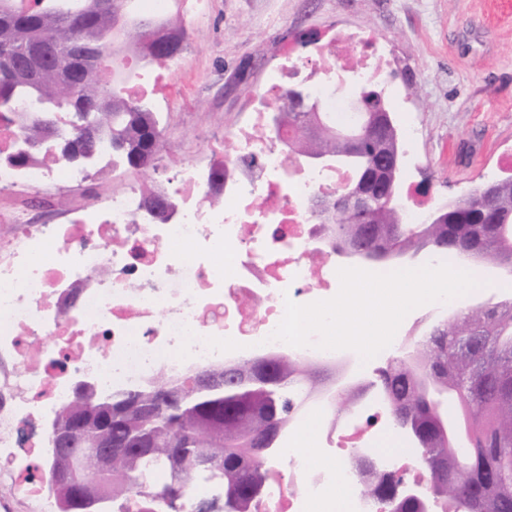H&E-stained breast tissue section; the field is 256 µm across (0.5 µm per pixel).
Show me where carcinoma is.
<instances>
[{"mask_svg": "<svg viewBox=\"0 0 512 512\" xmlns=\"http://www.w3.org/2000/svg\"><path fill=\"white\" fill-rule=\"evenodd\" d=\"M19 2L0 0V98L12 112L27 109L26 121L16 125L18 139L42 140L39 152L71 162L80 147L72 117L83 111L84 102L96 100L112 105L85 113L97 128L99 149L134 170L158 160L165 147L158 113L146 98L127 95L123 82L106 84L98 78L99 69L114 59L113 20L125 0H112L110 15L88 12L92 0H34L28 15ZM64 13L84 15L88 22L79 32L62 28L53 41H45L50 19ZM157 26L187 36L179 15ZM78 34L92 46H104L93 68L69 53ZM124 36L134 57L151 65L174 63L173 55L148 56L147 30L139 25L125 29ZM70 82L77 85L72 98L61 92ZM293 150L299 158L326 153L356 176L363 167V159L345 156L344 143L323 133L295 132ZM497 184L483 207L463 200L448 203L446 224H409L400 199L375 202L370 211L374 224L361 246L412 258L423 251L441 252L437 241L448 237L472 250L465 254L450 247L448 254L512 277V177ZM362 230L357 217L343 214L336 239L355 240ZM238 370L251 372V378L229 377L222 385L201 388L192 375L161 374L142 385L99 394L90 404L75 397L64 404L65 423L78 422L77 438L63 447L49 440L48 473L69 469L102 436L112 441V460L109 474L97 478L95 497L78 504L68 493H56L60 512H116L115 503L124 500L153 512H182L189 486L197 483L217 488L220 495L197 503L194 512H251L266 474L264 458L252 457V441L285 430L294 396L316 393L324 373L297 358L264 364L246 360ZM376 383L389 401L396 428L420 448L430 499L452 503L454 512H512L511 298L475 303L435 322L379 370ZM163 389L177 391V398L163 400ZM441 394L457 400L458 414L444 412L437 399ZM332 398L338 413L355 406L351 392L339 389ZM199 448L209 449L212 465L197 466ZM446 472L455 476L457 491H448ZM359 488L385 500L390 512H422L419 497L385 479L361 474Z\"/></svg>", "mask_w": 512, "mask_h": 512, "instance_id": "cac0c4a2", "label": "carcinoma"}]
</instances>
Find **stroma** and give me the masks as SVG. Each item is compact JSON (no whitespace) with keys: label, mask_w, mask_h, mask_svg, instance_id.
<instances>
[{"label":"stroma","mask_w":512,"mask_h":512,"mask_svg":"<svg viewBox=\"0 0 512 512\" xmlns=\"http://www.w3.org/2000/svg\"><path fill=\"white\" fill-rule=\"evenodd\" d=\"M188 37L149 99L166 151L148 174L90 176L86 201L141 178L174 180L170 157H198L225 139L258 102L284 49L306 59L311 39L373 29L391 58L379 78L402 141V193L437 208L475 185L512 175V0H207L186 18Z\"/></svg>","instance_id":"stroma-1"}]
</instances>
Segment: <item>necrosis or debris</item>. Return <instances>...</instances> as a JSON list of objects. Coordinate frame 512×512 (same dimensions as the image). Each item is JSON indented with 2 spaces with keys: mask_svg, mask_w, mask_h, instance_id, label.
<instances>
[{
  "mask_svg": "<svg viewBox=\"0 0 512 512\" xmlns=\"http://www.w3.org/2000/svg\"><path fill=\"white\" fill-rule=\"evenodd\" d=\"M308 62L324 73L313 92L325 115L342 123L352 114L328 76L342 71L368 83L389 66L364 29L319 43ZM298 68L285 54L247 122L229 135L223 161L185 163L170 187L136 182L41 223L22 207L0 210V485L13 489L12 497L0 496V512H13L18 499L32 512H58L43 479L21 474L27 448L47 441L39 421L50 420L72 395V376L90 375L108 392L268 353L324 366L333 384L355 393L357 405L336 412L326 392L304 403L265 463L268 478L252 512H323L339 489L348 512H387L384 502L356 489L360 455L427 497L426 472L383 447L395 430L389 403L362 372L357 353L272 337L286 301L333 298L337 271L348 264L326 225L309 220L314 199L333 194L348 172L293 162L288 127L274 133L268 126V105ZM16 148L15 124L0 117V191L84 179L51 153L16 166L9 160ZM166 189L178 214L160 224L144 201ZM311 417L313 461L293 435Z\"/></svg>",
  "mask_w": 512,
  "mask_h": 512,
  "instance_id": "1",
  "label": "necrosis or debris"
}]
</instances>
